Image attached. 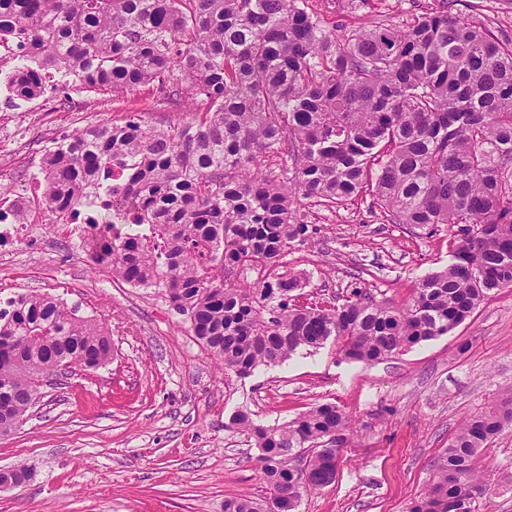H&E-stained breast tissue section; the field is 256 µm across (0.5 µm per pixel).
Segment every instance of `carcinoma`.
I'll return each instance as SVG.
<instances>
[{
	"label": "carcinoma",
	"mask_w": 512,
	"mask_h": 512,
	"mask_svg": "<svg viewBox=\"0 0 512 512\" xmlns=\"http://www.w3.org/2000/svg\"><path fill=\"white\" fill-rule=\"evenodd\" d=\"M338 27L308 0H0V36L26 39L16 97L42 94L39 67L117 100L152 84L191 112L166 128L135 114L76 130L42 157L41 203L92 209L95 262L164 289L239 377L330 340L372 364L452 334L512 288V40L449 14L448 0L402 30ZM299 196L331 209L368 198L386 223L430 235L445 225L448 265L401 305L365 288L301 305L284 258L319 228L297 219ZM255 270L260 279H240ZM111 357L104 327L19 294L0 308V435L37 403L42 378ZM231 424L254 438L267 496L227 498L224 512H296L335 481L354 434L334 403L266 426L238 412ZM507 429L512 389L459 424L408 512H471L479 450Z\"/></svg>",
	"instance_id": "cac0c4a2"
}]
</instances>
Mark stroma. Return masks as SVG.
<instances>
[{
    "mask_svg": "<svg viewBox=\"0 0 512 512\" xmlns=\"http://www.w3.org/2000/svg\"><path fill=\"white\" fill-rule=\"evenodd\" d=\"M437 4L310 0L326 24L352 29L377 16L403 26ZM448 11L512 39V0H448ZM133 112L157 126L189 118L150 86L120 100L49 86L20 108L0 107V120L28 129L0 137V188L30 190L60 135ZM297 209L320 229L286 257L304 276L303 300L368 288L399 304L448 263L447 231L383 223L366 201L330 209L302 200ZM18 292L79 305L107 327L112 359L41 387L23 424L0 436V470L30 473L22 486L0 489V512H224L225 499L266 493L253 441L231 416L280 424L326 402L352 416L359 434L342 450L335 482L305 495L298 512H407L458 424L512 388V288L484 300L451 335L375 364L345 360L329 343L246 378L219 370L162 289L131 287L69 243L49 239L34 255L16 248L14 261L0 264V296ZM477 463L483 491L473 512H512V430Z\"/></svg>",
    "mask_w": 512,
    "mask_h": 512,
    "instance_id": "stroma-1",
    "label": "stroma"
}]
</instances>
